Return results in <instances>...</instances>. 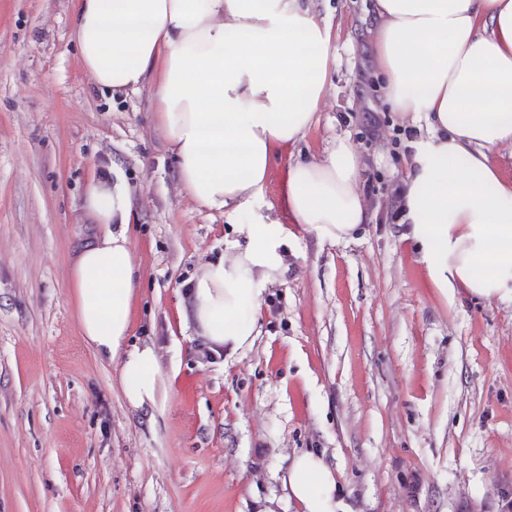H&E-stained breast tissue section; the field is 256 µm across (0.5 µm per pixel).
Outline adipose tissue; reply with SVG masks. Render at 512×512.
I'll list each match as a JSON object with an SVG mask.
<instances>
[{
	"mask_svg": "<svg viewBox=\"0 0 512 512\" xmlns=\"http://www.w3.org/2000/svg\"><path fill=\"white\" fill-rule=\"evenodd\" d=\"M367 34L391 112L424 125L405 162L400 213L436 288L512 301V0H373ZM83 71L99 88L154 89L155 119L199 207L239 220L263 192L275 151L317 121L336 34L313 0H75ZM365 164L344 139L297 160L288 206L317 238L351 239L373 216L358 191ZM84 206L105 232L70 269L80 332L115 364L128 404L164 389L156 349L129 343L139 281L123 181L91 180ZM246 241L202 267L184 321L211 351L253 344L260 298L286 269L281 224H243ZM302 512H350L322 455L293 457L284 479Z\"/></svg>",
	"mask_w": 512,
	"mask_h": 512,
	"instance_id": "obj_1",
	"label": "adipose tissue"
}]
</instances>
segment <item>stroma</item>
<instances>
[{"instance_id": "obj_1", "label": "stroma", "mask_w": 512, "mask_h": 512, "mask_svg": "<svg viewBox=\"0 0 512 512\" xmlns=\"http://www.w3.org/2000/svg\"><path fill=\"white\" fill-rule=\"evenodd\" d=\"M338 33L318 123L281 150L256 218L286 224L288 270L257 336L207 354L180 318L195 275L239 240L182 190L151 86L83 72L72 0H0V512H298L283 479L323 453L354 512H512V303L441 293L405 239L404 122L373 77L367 0H315ZM343 138L374 216L350 240L297 224L277 174ZM123 180L140 288L130 343L164 396L133 410L83 339L68 287L100 235L91 179Z\"/></svg>"}]
</instances>
